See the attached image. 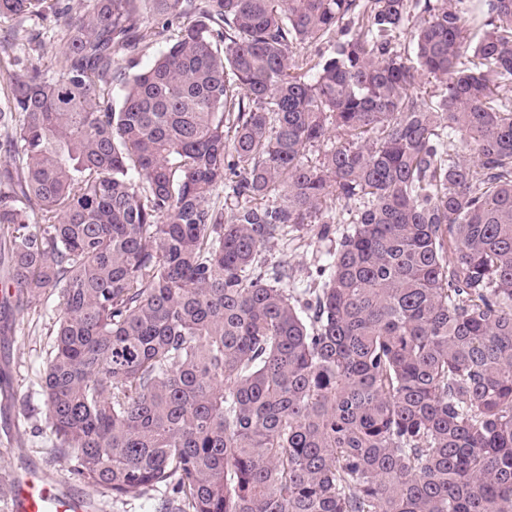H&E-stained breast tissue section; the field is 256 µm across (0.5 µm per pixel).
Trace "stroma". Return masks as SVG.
Masks as SVG:
<instances>
[{
    "instance_id": "1",
    "label": "stroma",
    "mask_w": 512,
    "mask_h": 512,
    "mask_svg": "<svg viewBox=\"0 0 512 512\" xmlns=\"http://www.w3.org/2000/svg\"><path fill=\"white\" fill-rule=\"evenodd\" d=\"M55 25L51 19H18L0 24V41L25 44L16 59H0V100L9 91L12 75L28 67L48 70L54 65L50 35ZM319 225L312 224L290 231L287 242L273 251L274 259L288 261L301 269V287H309L320 259L336 247L335 237L319 235ZM59 308L58 297H37L27 310L9 316V330L0 334V486L23 468H36L59 480L67 488L80 489V482L69 472L67 459L56 456L50 446L45 419L41 382L52 342L49 327Z\"/></svg>"
}]
</instances>
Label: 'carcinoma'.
Segmentation results:
<instances>
[{
	"mask_svg": "<svg viewBox=\"0 0 512 512\" xmlns=\"http://www.w3.org/2000/svg\"><path fill=\"white\" fill-rule=\"evenodd\" d=\"M49 14L54 67L0 102V228L14 308L61 297L42 392L76 480L157 512H512V0H0ZM340 212L314 285L279 287L267 253Z\"/></svg>",
	"mask_w": 512,
	"mask_h": 512,
	"instance_id": "obj_1",
	"label": "carcinoma"
}]
</instances>
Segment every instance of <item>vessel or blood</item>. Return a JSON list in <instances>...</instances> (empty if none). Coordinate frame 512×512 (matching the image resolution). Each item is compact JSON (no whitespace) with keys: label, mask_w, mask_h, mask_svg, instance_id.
<instances>
[{"label":"vessel or blood","mask_w":512,"mask_h":512,"mask_svg":"<svg viewBox=\"0 0 512 512\" xmlns=\"http://www.w3.org/2000/svg\"><path fill=\"white\" fill-rule=\"evenodd\" d=\"M4 494L9 512H93L95 502L84 493L66 490L57 480L30 470L13 475Z\"/></svg>","instance_id":"obj_1"}]
</instances>
